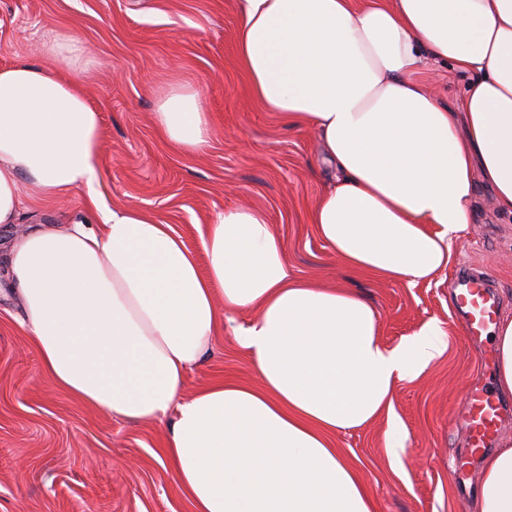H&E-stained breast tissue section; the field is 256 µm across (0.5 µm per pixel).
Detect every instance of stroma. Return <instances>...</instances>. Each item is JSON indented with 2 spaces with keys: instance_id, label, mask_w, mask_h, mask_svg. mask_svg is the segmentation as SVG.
<instances>
[{
  "instance_id": "1",
  "label": "stroma",
  "mask_w": 512,
  "mask_h": 512,
  "mask_svg": "<svg viewBox=\"0 0 512 512\" xmlns=\"http://www.w3.org/2000/svg\"><path fill=\"white\" fill-rule=\"evenodd\" d=\"M237 0H0V66L43 62L42 39L75 33L93 65L82 86L102 114L106 207L136 206L172 225L207 267L201 235L229 206L263 209L293 271L326 286L350 288L376 309L387 346L439 322L443 353L417 379L398 385L391 416L333 437L360 476L376 512H475L480 458L459 494L455 465L468 456L462 426L448 414L479 381V347L444 282L405 288L349 272L307 221L330 171L315 134L284 126L251 94L236 56ZM167 76L204 96L213 134L187 154L155 128L159 82ZM86 188L64 203L26 197L20 225H0V254L36 222L65 224L84 214ZM489 277L512 317V216L499 214L488 189L477 191L473 222L459 240L449 277ZM14 296L0 294V512H193L164 467L166 425L99 413L51 384L16 317ZM248 315L233 311L211 353L191 372L185 395L218 381L253 385L257 377L233 334ZM407 446H388L390 428ZM469 457V456H468Z\"/></svg>"
}]
</instances>
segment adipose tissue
<instances>
[{
    "instance_id": "ef3b65f1",
    "label": "adipose tissue",
    "mask_w": 512,
    "mask_h": 512,
    "mask_svg": "<svg viewBox=\"0 0 512 512\" xmlns=\"http://www.w3.org/2000/svg\"><path fill=\"white\" fill-rule=\"evenodd\" d=\"M63 75L0 66V224L24 191L92 206L8 247L0 279L52 384L130 421L170 420L165 454L194 512H375L331 434L391 412L398 383L443 351L438 323L389 347L376 309L349 288L298 277L259 208L207 225V271L172 225L99 202L102 115L76 79L81 40L42 45ZM238 63L253 96L315 131L337 171L309 212L348 270L413 288L446 274L473 219L478 182L512 215V0H242ZM467 82L443 105L427 71ZM153 121L183 152L205 151L211 114L196 88L164 81ZM258 387L216 382L184 397L224 309ZM477 512H512V444L482 459Z\"/></svg>"
}]
</instances>
